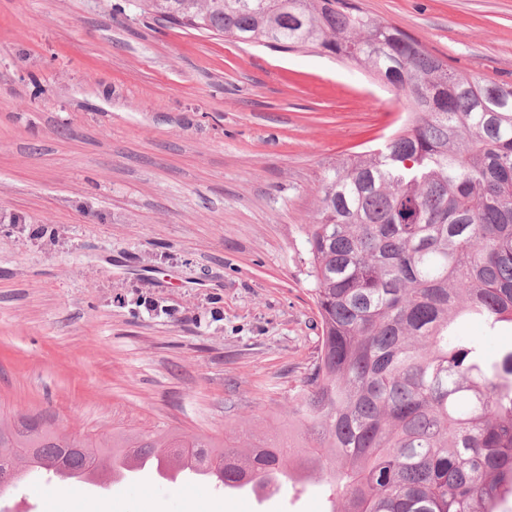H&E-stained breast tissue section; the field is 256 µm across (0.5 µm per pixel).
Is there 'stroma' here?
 Returning a JSON list of instances; mask_svg holds the SVG:
<instances>
[{
    "label": "stroma",
    "mask_w": 512,
    "mask_h": 512,
    "mask_svg": "<svg viewBox=\"0 0 512 512\" xmlns=\"http://www.w3.org/2000/svg\"><path fill=\"white\" fill-rule=\"evenodd\" d=\"M449 65L512 81V0H358ZM408 111L368 71L142 20L0 0V411L66 432L287 429L320 336L304 226L324 177ZM22 493L36 512H327L198 484Z\"/></svg>",
    "instance_id": "stroma-1"
}]
</instances>
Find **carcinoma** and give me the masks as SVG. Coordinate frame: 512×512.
<instances>
[{
  "label": "carcinoma",
  "instance_id": "1",
  "mask_svg": "<svg viewBox=\"0 0 512 512\" xmlns=\"http://www.w3.org/2000/svg\"><path fill=\"white\" fill-rule=\"evenodd\" d=\"M128 2L237 43L353 62L412 111L382 148L325 176L305 225L321 336L288 395L299 431L241 448L176 429L81 438L0 415V487L172 452L226 485L309 470L331 512H496L512 496V349L489 357L456 323L512 325V83L454 69L355 0Z\"/></svg>",
  "mask_w": 512,
  "mask_h": 512
}]
</instances>
